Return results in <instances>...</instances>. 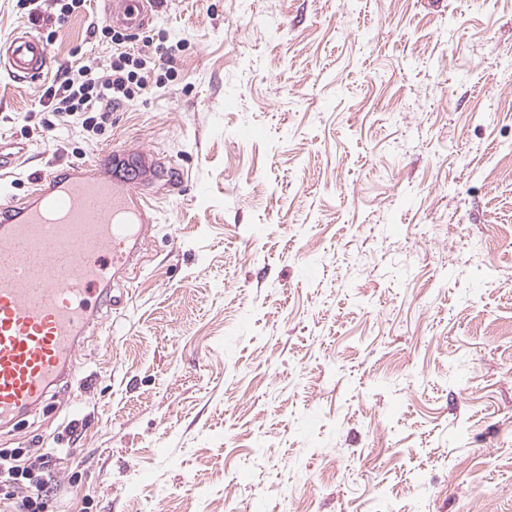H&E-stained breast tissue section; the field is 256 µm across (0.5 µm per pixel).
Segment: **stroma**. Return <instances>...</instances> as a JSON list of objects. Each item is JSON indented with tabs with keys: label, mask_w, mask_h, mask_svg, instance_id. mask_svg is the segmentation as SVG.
<instances>
[{
	"label": "stroma",
	"mask_w": 512,
	"mask_h": 512,
	"mask_svg": "<svg viewBox=\"0 0 512 512\" xmlns=\"http://www.w3.org/2000/svg\"><path fill=\"white\" fill-rule=\"evenodd\" d=\"M50 13L0 0V43ZM145 32L176 52L98 135L0 70V204L163 163L121 306L0 430L57 449L46 512H512V0H160Z\"/></svg>",
	"instance_id": "35a3bbf8"
}]
</instances>
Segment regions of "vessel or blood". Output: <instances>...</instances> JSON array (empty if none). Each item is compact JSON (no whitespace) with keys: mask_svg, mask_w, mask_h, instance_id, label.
Returning a JSON list of instances; mask_svg holds the SVG:
<instances>
[{"mask_svg":"<svg viewBox=\"0 0 512 512\" xmlns=\"http://www.w3.org/2000/svg\"><path fill=\"white\" fill-rule=\"evenodd\" d=\"M157 0H107L106 17L147 26ZM19 82L51 71L44 43L23 33L0 48ZM109 154L41 174L33 190L0 205V427L47 406L95 326L116 272L134 254L155 210L141 185L118 183Z\"/></svg>","mask_w":512,"mask_h":512,"instance_id":"1","label":"vessel or blood"}]
</instances>
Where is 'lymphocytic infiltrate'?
<instances>
[{
    "label": "lymphocytic infiltrate",
    "instance_id": "1",
    "mask_svg": "<svg viewBox=\"0 0 512 512\" xmlns=\"http://www.w3.org/2000/svg\"><path fill=\"white\" fill-rule=\"evenodd\" d=\"M92 36L111 44L112 53L99 67L66 69L44 90L49 106L63 123L98 133L112 122L113 112L132 101L148 80L142 48L162 53L151 37L127 34L104 23H92ZM54 454L35 448L0 449V486L6 490L0 512H45L52 484Z\"/></svg>",
    "mask_w": 512,
    "mask_h": 512
}]
</instances>
